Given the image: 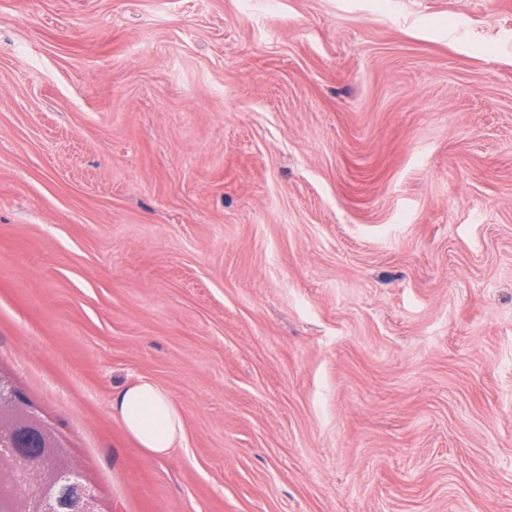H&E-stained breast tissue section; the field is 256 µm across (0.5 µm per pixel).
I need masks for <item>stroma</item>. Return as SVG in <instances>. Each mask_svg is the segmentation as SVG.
<instances>
[{
  "label": "stroma",
  "instance_id": "35a3bbf8",
  "mask_svg": "<svg viewBox=\"0 0 512 512\" xmlns=\"http://www.w3.org/2000/svg\"><path fill=\"white\" fill-rule=\"evenodd\" d=\"M0 373L100 512H512V0H0ZM112 414L140 448L157 458L170 456L184 441V418L172 394L141 377L112 395Z\"/></svg>",
  "mask_w": 512,
  "mask_h": 512
}]
</instances>
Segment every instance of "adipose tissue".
Returning <instances> with one entry per match:
<instances>
[{
	"instance_id": "ef3b65f1",
	"label": "adipose tissue",
	"mask_w": 512,
	"mask_h": 512,
	"mask_svg": "<svg viewBox=\"0 0 512 512\" xmlns=\"http://www.w3.org/2000/svg\"><path fill=\"white\" fill-rule=\"evenodd\" d=\"M112 414L139 447L158 458L170 456L184 441V418L171 393L142 377L112 396Z\"/></svg>"
}]
</instances>
